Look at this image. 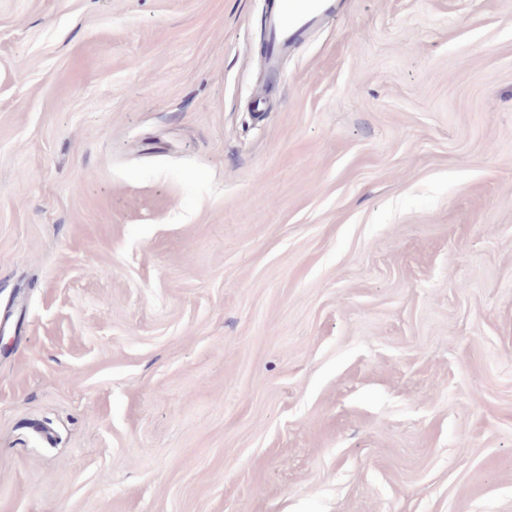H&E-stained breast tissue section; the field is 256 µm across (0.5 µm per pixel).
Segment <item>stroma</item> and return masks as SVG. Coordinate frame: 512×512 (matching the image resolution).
I'll return each instance as SVG.
<instances>
[{"mask_svg":"<svg viewBox=\"0 0 512 512\" xmlns=\"http://www.w3.org/2000/svg\"><path fill=\"white\" fill-rule=\"evenodd\" d=\"M269 2L0 0V512H512V0ZM273 3L264 21L269 44L265 62L270 74L276 77V62L300 41L315 25L333 17L335 5L329 0H278Z\"/></svg>","mask_w":512,"mask_h":512,"instance_id":"stroma-1","label":"stroma"}]
</instances>
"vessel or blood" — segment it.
Listing matches in <instances>:
<instances>
[{
	"label": "vessel or blood",
	"instance_id": "b4317fda",
	"mask_svg": "<svg viewBox=\"0 0 512 512\" xmlns=\"http://www.w3.org/2000/svg\"><path fill=\"white\" fill-rule=\"evenodd\" d=\"M333 15L331 0H281L280 4L272 5L264 21L269 44L265 56L267 66H275L313 26Z\"/></svg>",
	"mask_w": 512,
	"mask_h": 512
}]
</instances>
